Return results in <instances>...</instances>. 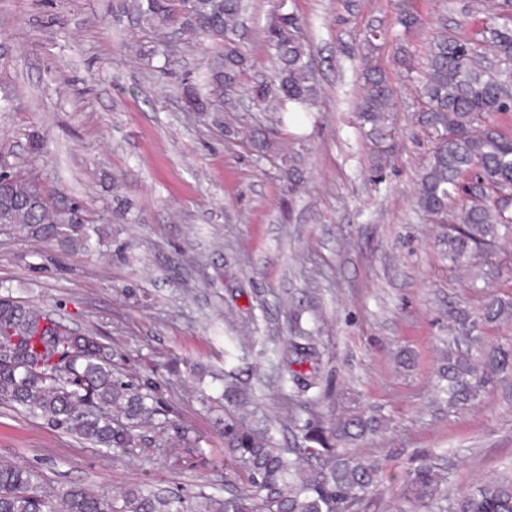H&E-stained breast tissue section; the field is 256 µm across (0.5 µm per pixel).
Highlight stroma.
Returning a JSON list of instances; mask_svg holds the SVG:
<instances>
[{"label": "stroma", "mask_w": 512, "mask_h": 512, "mask_svg": "<svg viewBox=\"0 0 512 512\" xmlns=\"http://www.w3.org/2000/svg\"><path fill=\"white\" fill-rule=\"evenodd\" d=\"M114 2L0 0V157L93 218L73 253L0 226V292L105 336L126 369L154 377L200 443L171 440L144 466L0 406V464L28 465L48 493L109 495L135 482L220 497V407L283 448L309 426L374 418L377 430L352 446L381 470L383 493L365 512H430L402 496L423 455L452 497L512 472V375L463 410L436 387L449 308L476 316L487 295L512 300V234L497 242L494 275L475 276L449 260L444 225L414 198L436 137L417 89L437 22L479 33L502 0H413L409 29L399 0H254L245 83L272 68L263 32L283 3L304 23L319 103L283 124L249 108L220 125L177 93L200 55L177 37L168 55L153 54L155 33L113 23ZM370 65L392 89L378 140L355 110ZM256 132L267 152L253 147ZM289 159L301 172L293 190ZM295 336L318 351L309 396L274 379Z\"/></svg>", "instance_id": "35a3bbf8"}]
</instances>
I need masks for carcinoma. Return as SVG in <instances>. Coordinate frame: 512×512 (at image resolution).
I'll return each instance as SVG.
<instances>
[{
  "mask_svg": "<svg viewBox=\"0 0 512 512\" xmlns=\"http://www.w3.org/2000/svg\"><path fill=\"white\" fill-rule=\"evenodd\" d=\"M249 0H116L113 18L126 16L162 35L171 29L190 35L192 47L206 56L198 79L181 86L190 112H236L249 102L256 108L309 112L319 89L310 49L299 36L302 24L292 11L278 13L264 31L273 56V72L243 85L248 55L243 43ZM478 41L441 32L433 43L422 87L425 122L438 138L420 175L417 204L425 212L448 217V255L458 263L487 261L493 255L497 227L512 229V133L489 121L512 115V38L498 28L484 29ZM391 106L386 75L376 67L363 74L356 106L363 122L377 128ZM76 205L54 200L39 175L7 165L0 170V224L34 229L62 243L86 236L75 219ZM512 317V301L489 296L479 318L464 308L448 311V354L439 368L448 405L478 400L494 378L512 373V345L480 350L473 358L461 351L479 342V324ZM289 381L308 392L312 373L289 371ZM0 405L118 456L137 457L155 443L150 433H174L198 445L177 425L150 378L137 380L119 371L115 354L95 332L78 334L54 312L38 304L0 297ZM230 458L228 476L243 489L222 500L204 491L160 492L135 483L113 495L79 486L54 495L40 490L34 472L22 464L0 465V512H359L378 486V466L353 456L339 444L363 436L372 421L353 417L333 431L330 447L323 431L308 428L307 447L283 454L268 430L230 412L216 420ZM435 467L422 463L407 474L406 492L431 501L435 512H512V479L490 481L457 499L438 494Z\"/></svg>",
  "mask_w": 512,
  "mask_h": 512,
  "instance_id": "obj_1",
  "label": "carcinoma"
}]
</instances>
